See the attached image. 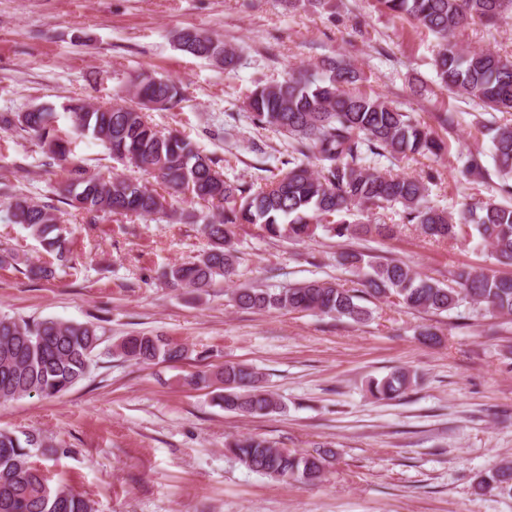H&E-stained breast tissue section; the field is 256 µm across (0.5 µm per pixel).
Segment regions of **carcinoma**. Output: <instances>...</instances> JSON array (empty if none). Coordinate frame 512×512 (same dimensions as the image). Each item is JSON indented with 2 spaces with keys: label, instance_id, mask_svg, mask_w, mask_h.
<instances>
[{
  "label": "carcinoma",
  "instance_id": "obj_1",
  "mask_svg": "<svg viewBox=\"0 0 512 512\" xmlns=\"http://www.w3.org/2000/svg\"><path fill=\"white\" fill-rule=\"evenodd\" d=\"M381 11L405 18L435 35L439 50L434 58L438 85L453 94L477 101L505 118L487 125L492 133V154L497 173L512 186V58L491 50H468L456 33L473 21L496 26L512 16V0H376ZM177 49L212 60L233 71L239 55L223 40L196 29L174 36ZM363 73L345 59H327L314 69L293 70L280 82L258 85L246 96L252 123L264 130L285 133L293 140L292 156L282 162L287 170L262 185H247L224 176L218 161L179 132H162L148 111L171 109L183 98L180 84L146 72L133 74L108 105L72 101L64 107L70 126L57 125L48 105L27 112L0 114V130L19 125L38 141L52 159L69 166L61 195L69 206L94 218L163 215L177 222L173 198L180 195L212 206L216 213L202 217L209 248L195 261L164 271L172 288L202 291L216 280L235 275L238 256L233 246L240 224H256L270 237L286 235L300 240L318 228L336 237L389 236L393 227L372 221L374 212L402 208L403 219L434 239L456 240L477 232L496 260L512 263V205L476 202L453 214L431 205L423 179L382 172L372 166L376 157L407 154L437 156L444 143L410 115L379 95L354 90ZM511 118H506V115ZM91 137L112 157L155 175L164 191L149 188L135 178H104L88 173L74 158L72 145ZM9 219L57 251L64 259L59 218L49 205L26 196H12ZM339 265L365 270L362 288L310 280L279 291L246 288L233 295L241 309L318 311L356 323L369 319L360 304L364 296L394 297L417 311L443 313L462 301L500 316H512V276L489 274L482 268H462L444 285L414 271L406 263L366 259L346 249ZM102 336L92 323L46 319L30 323L0 317V402L37 395L57 397L87 374ZM122 357L138 364L178 362L187 349L160 336L138 333L114 345ZM215 377L224 383L221 401L227 411L267 415L281 403L258 373L239 364L215 372L198 371L185 378L199 386ZM414 382L410 372L396 369L368 384L379 400L404 395ZM46 443L34 434L20 439L0 431V512H93L83 494L64 484L52 485L33 466L34 451ZM228 447L248 469L278 480L313 483L322 478L332 450L314 454L276 448L267 440L242 435ZM480 489L512 495V460L502 461L484 474Z\"/></svg>",
  "mask_w": 512,
  "mask_h": 512
}]
</instances>
